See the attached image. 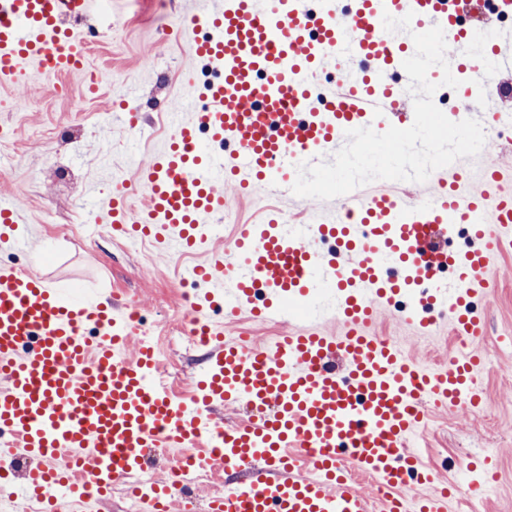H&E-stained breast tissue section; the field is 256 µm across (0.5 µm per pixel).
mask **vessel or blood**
Masks as SVG:
<instances>
[{"label":"vessel or blood","mask_w":512,"mask_h":512,"mask_svg":"<svg viewBox=\"0 0 512 512\" xmlns=\"http://www.w3.org/2000/svg\"><path fill=\"white\" fill-rule=\"evenodd\" d=\"M99 2L0 0V84L29 66L53 75L83 68V27ZM510 12L512 0H356L346 13L335 0H196L183 11L191 53L220 77L104 208L113 237L198 258L183 277L195 288L190 325L212 345L196 396L176 402L156 385L155 354L132 346L127 307L62 300L44 278L1 262L0 512L97 501L159 449L190 444L220 455L232 475L207 496L209 512H370L365 479L424 487L420 512H447V487L408 442L424 406L482 403L481 361L421 365L375 326L413 285L404 318L419 333L444 309L455 335H486L471 300L486 293L495 258L512 250V174L487 167L473 178L460 159L428 178L427 196L362 186L339 197L336 212L311 214L304 231L239 224L221 247L227 200L216 179L241 197L264 190L291 201L298 164L334 150L348 130L393 126L410 99L406 39L386 31L384 15L411 16L416 33L440 26L449 44L512 72V36L485 35ZM350 58L358 77L316 92L324 71L344 70ZM140 194L144 203L129 204ZM27 222L20 196L0 198V250L18 244ZM459 226L477 243L462 254L447 247ZM323 288L338 297L332 329L319 313L293 309ZM218 307L277 324L280 334L262 345L225 339ZM221 405L250 415L225 425ZM152 498L156 512H176L167 480Z\"/></svg>","instance_id":"vessel-or-blood-1"}]
</instances>
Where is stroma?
Wrapping results in <instances>:
<instances>
[{
	"mask_svg": "<svg viewBox=\"0 0 512 512\" xmlns=\"http://www.w3.org/2000/svg\"><path fill=\"white\" fill-rule=\"evenodd\" d=\"M103 6L107 15L89 36L93 47L86 63L101 75L95 94L87 93L77 72L57 80L34 74L0 88V130L16 143L15 153L0 161V195H21L31 218L28 247L2 252L0 259L16 260L46 277L63 300H136L152 320L164 299L181 288L182 268L192 264V257L168 261L149 245L90 235L85 225L93 202L85 190L94 185L109 193L118 179H136L138 168L170 135L171 112L193 98L191 82H203V68L186 44L165 32L177 23L175 10H157L153 0H103ZM58 82L69 86V99L57 98L53 87ZM21 98L33 101V108L17 109ZM120 102L137 110L139 134L115 120ZM60 125L71 128L63 140L36 143L30 138L32 130L49 133ZM224 193L232 199L222 222L227 234L236 224L264 223L275 211L291 215L287 202L265 192L239 200L232 188ZM488 280L487 296L475 304L488 333L473 348L483 353L498 347L502 357L496 370L480 375L485 399L469 413L429 407L433 436L412 440L425 462L454 486L448 512H512V348L505 346L512 334V252L497 258ZM169 328L175 338L167 351L169 373L176 381L192 378L200 360L184 347L185 322L171 319ZM376 329L425 365L447 363L459 345L444 319L432 333L420 335L391 310ZM482 445L492 447L490 457H478ZM474 456L480 468L496 474L494 496L473 497L464 483V465Z\"/></svg>",
	"mask_w": 512,
	"mask_h": 512,
	"instance_id": "stroma-1",
	"label": "stroma"
}]
</instances>
